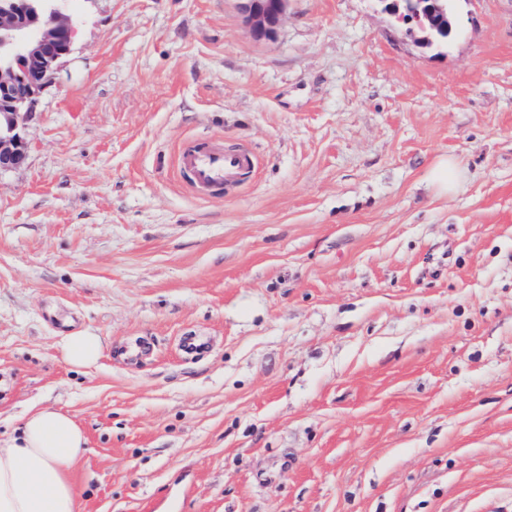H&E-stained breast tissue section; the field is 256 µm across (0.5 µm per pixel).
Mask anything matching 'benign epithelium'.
<instances>
[{
  "label": "benign epithelium",
  "instance_id": "1",
  "mask_svg": "<svg viewBox=\"0 0 512 512\" xmlns=\"http://www.w3.org/2000/svg\"><path fill=\"white\" fill-rule=\"evenodd\" d=\"M287 0H241L255 36H271ZM384 11L420 34L425 46H442L454 33L457 0H377ZM75 27L57 0H0V174L25 165L27 126L73 51Z\"/></svg>",
  "mask_w": 512,
  "mask_h": 512
}]
</instances>
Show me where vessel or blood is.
I'll return each instance as SVG.
<instances>
[{"instance_id":"1","label":"vessel or blood","mask_w":512,"mask_h":512,"mask_svg":"<svg viewBox=\"0 0 512 512\" xmlns=\"http://www.w3.org/2000/svg\"><path fill=\"white\" fill-rule=\"evenodd\" d=\"M257 164L255 154L245 148L200 145L178 155L179 168L191 175L197 190L207 193L231 192L256 171Z\"/></svg>"}]
</instances>
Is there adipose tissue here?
I'll return each mask as SVG.
<instances>
[{
    "mask_svg": "<svg viewBox=\"0 0 512 512\" xmlns=\"http://www.w3.org/2000/svg\"><path fill=\"white\" fill-rule=\"evenodd\" d=\"M67 364L90 367L102 357L100 337L79 331L65 336ZM83 428L69 415L29 411L15 442L0 448V512H75L77 490L69 471L86 452Z\"/></svg>",
    "mask_w": 512,
    "mask_h": 512,
    "instance_id": "obj_1",
    "label": "adipose tissue"
}]
</instances>
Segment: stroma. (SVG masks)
<instances>
[{"instance_id":"obj_1","label":"stroma","mask_w":512,"mask_h":512,"mask_svg":"<svg viewBox=\"0 0 512 512\" xmlns=\"http://www.w3.org/2000/svg\"><path fill=\"white\" fill-rule=\"evenodd\" d=\"M64 5L0 175V445L71 415L76 512H512V0H459L442 50L376 0L268 38L239 0ZM194 139L259 166L199 194ZM428 180L439 193H454L462 183L459 162L454 157L438 159L429 169ZM61 351L67 364L74 367H90L102 357L104 346L99 336L79 331L64 337Z\"/></svg>"}]
</instances>
